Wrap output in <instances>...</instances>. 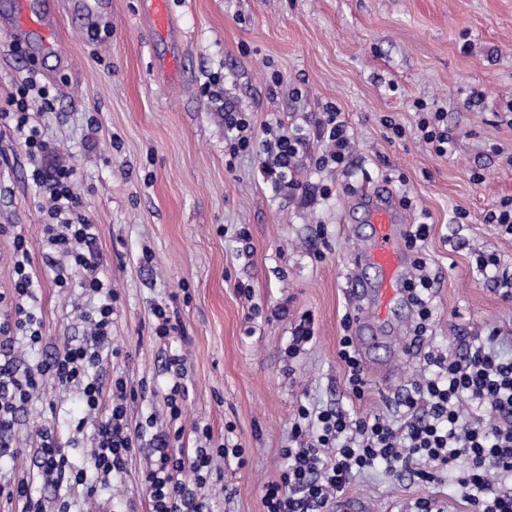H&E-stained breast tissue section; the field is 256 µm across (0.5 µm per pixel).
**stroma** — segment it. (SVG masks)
Listing matches in <instances>:
<instances>
[{
	"label": "stroma",
	"mask_w": 512,
	"mask_h": 512,
	"mask_svg": "<svg viewBox=\"0 0 512 512\" xmlns=\"http://www.w3.org/2000/svg\"><path fill=\"white\" fill-rule=\"evenodd\" d=\"M55 2L59 34L51 47L17 39L0 23V113L27 73L58 89L54 110L34 118L54 160L80 174L82 211L97 226L94 248L118 293L112 346L119 355L106 376L146 385L131 418L149 421L152 436L169 428L165 362L183 358L187 422L209 427L211 446H239L247 461L241 468L234 458L215 459L211 512H263L260 487L287 465L282 450L299 405L397 419V393L421 372L425 351L452 355L494 329L512 358V299L475 265L480 251L512 277V235L485 221L512 199V166L503 162L512 155V116L504 112L512 102V0H171L178 35L160 51L185 59L186 74L174 82L152 69L141 0H106L92 28L77 0ZM275 72L284 88L274 94ZM214 74L220 82L209 96L203 85ZM419 99L442 110L452 155L421 141ZM228 101L259 125H286L335 105L356 153L346 168L318 172L306 163L298 173L331 186V196L308 201L275 189L258 154L230 156ZM386 116L404 138H393ZM33 168L13 121L0 120V225H21L40 280L44 339L20 355L23 364L82 337L78 311L96 305L53 281L43 239L48 191L33 182ZM477 173L482 181H474ZM367 183L411 199L405 225L428 220L422 254L436 279V313L416 350L411 311L392 304L376 326L379 367L366 369L358 398L337 352L351 307L346 280L373 275L354 266L365 247L359 193ZM242 228L248 240L239 239ZM158 303L179 318L182 334L153 335ZM301 324L314 339L296 352ZM79 413L76 391L47 388L19 413L15 439L24 445L35 430L54 426L71 459L85 463L88 443L73 440L69 428ZM150 452L137 449L127 473L93 501H76L77 512H151L141 482ZM456 477L444 471L427 483L379 466L356 476L344 496L364 512H406L428 496L446 512H468Z\"/></svg>",
	"instance_id": "stroma-1"
}]
</instances>
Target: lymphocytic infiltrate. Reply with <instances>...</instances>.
<instances>
[{
    "instance_id": "1",
    "label": "lymphocytic infiltrate",
    "mask_w": 512,
    "mask_h": 512,
    "mask_svg": "<svg viewBox=\"0 0 512 512\" xmlns=\"http://www.w3.org/2000/svg\"><path fill=\"white\" fill-rule=\"evenodd\" d=\"M15 108V129L30 157H45L50 144L41 128L31 122L30 109L53 107L51 90L35 77L22 79L9 97ZM224 131L231 155L259 153L263 171L273 185H288L307 194V184L298 177L299 159L309 156L315 169L345 167L352 152L353 137L335 106H327L318 116L300 123L272 126L255 124L250 113L235 105L224 106ZM318 145L308 154L309 145ZM37 182H49L48 216L43 227L44 241L63 260L68 274H57V287L78 282L80 288L99 299L86 316L89 332L83 339H67L61 348L43 360L18 365L15 346L43 341V321L36 306L40 283L31 270L28 242L14 224H1L0 236L12 246L13 291L0 293L6 311L0 315V460L21 456L14 438L18 413L45 382L79 394L82 414L73 418L71 431L90 442V466L75 465L62 448L54 428L43 427L32 438L37 458V478L25 474L0 473V499L18 503L21 512H48L43 496L32 490L34 480L55 492V512H71L72 496L89 498L99 487L121 477L133 457L142 429H131L129 403L138 397L124 379L104 382L103 371L113 357L111 285L101 272V260L91 250L95 227L82 213V201L73 187L78 180L74 168H35ZM430 233L426 223L415 225L408 235L414 251L415 274L407 285L416 314L415 337L426 335L434 319L430 292L434 280L418 250ZM489 334L484 343L468 345L454 356L427 352L425 374L406 385L397 396L403 409L400 420L380 416L350 417L340 409L311 410L299 406L291 428L292 447L283 455L288 466L278 479L261 487L264 512H330L338 493L375 462H383L395 474L411 464H423L420 476L430 479L432 471L461 467L458 478L463 500L470 512H512V492L499 490L501 477L512 478V360L503 359ZM186 389L173 382L168 397L170 428L160 437L154 458L142 475L152 503V512H208L200 491L207 484L214 457L234 455L245 466L242 448L210 449L199 446L177 450L185 435L209 438L208 429L182 422L181 398ZM489 408L488 418L473 422L464 411L471 402Z\"/></svg>"
}]
</instances>
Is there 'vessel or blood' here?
<instances>
[{"mask_svg": "<svg viewBox=\"0 0 512 512\" xmlns=\"http://www.w3.org/2000/svg\"><path fill=\"white\" fill-rule=\"evenodd\" d=\"M13 25L19 34L40 28L45 39H52L55 26L32 0H22L15 9ZM142 27L151 41L165 40L173 33L170 0H145ZM399 208L387 188L374 190L368 210L369 244L357 256L359 264L373 267L376 280L355 278L349 281L346 292L358 314L385 317L392 302L405 298L403 271L409 260L406 230L398 224Z\"/></svg>", "mask_w": 512, "mask_h": 512, "instance_id": "b4317fda", "label": "vessel or blood"}]
</instances>
